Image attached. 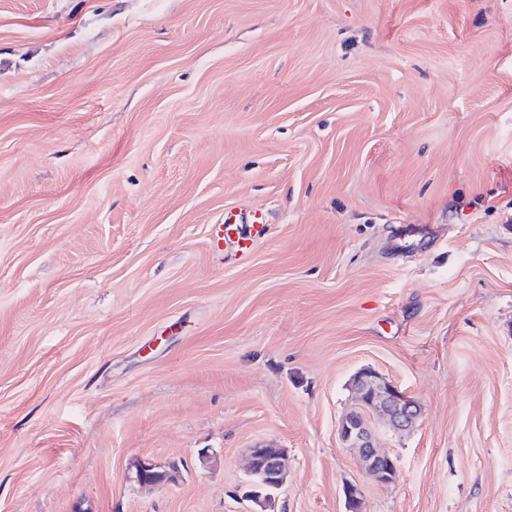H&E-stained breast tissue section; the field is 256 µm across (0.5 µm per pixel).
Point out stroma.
<instances>
[{
	"label": "stroma",
	"instance_id": "obj_1",
	"mask_svg": "<svg viewBox=\"0 0 512 512\" xmlns=\"http://www.w3.org/2000/svg\"><path fill=\"white\" fill-rule=\"evenodd\" d=\"M364 368L421 408L387 484L338 435ZM349 485L512 512V0H0V512ZM264 232L265 222L260 212H224V218L212 226L210 245L216 251L224 248L230 256L243 258L250 254L254 242ZM272 447L267 444H256L250 450V472L251 475L258 476L260 481L252 483L253 490L249 495L258 505H263L271 494H264L260 490L264 485H272L279 488L283 483L285 475V465L283 451L281 448ZM262 498V499H261Z\"/></svg>",
	"mask_w": 512,
	"mask_h": 512
}]
</instances>
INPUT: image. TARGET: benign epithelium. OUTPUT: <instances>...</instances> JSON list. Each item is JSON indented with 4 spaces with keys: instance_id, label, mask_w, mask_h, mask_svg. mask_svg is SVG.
Segmentation results:
<instances>
[{
    "instance_id": "1",
    "label": "benign epithelium",
    "mask_w": 512,
    "mask_h": 512,
    "mask_svg": "<svg viewBox=\"0 0 512 512\" xmlns=\"http://www.w3.org/2000/svg\"><path fill=\"white\" fill-rule=\"evenodd\" d=\"M354 388L357 403L340 422V438L346 447L357 452L362 467L369 474L378 482L387 483L397 472V460L376 448V434L371 419L378 413L393 431L403 433L416 423L420 407L405 392L372 370L358 372ZM155 468L156 465L149 461L139 462L136 466L137 481L152 485L164 479L169 482L177 479V468H171L159 479L151 474ZM250 472L259 477V481L252 483L253 490L249 491V495L261 506L270 498V495L261 492L263 486L278 488L283 483L285 465L282 449L269 448L265 444L255 445L250 450Z\"/></svg>"
}]
</instances>
